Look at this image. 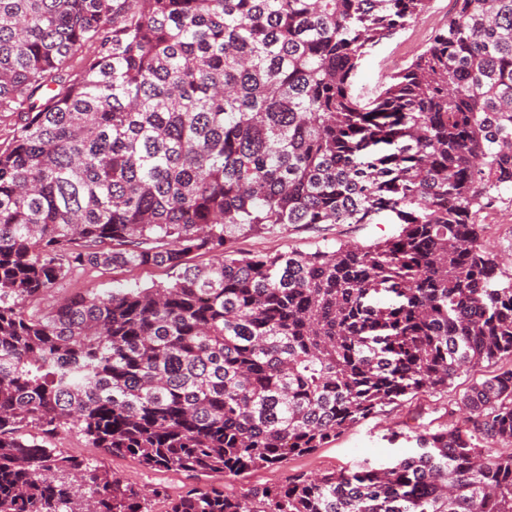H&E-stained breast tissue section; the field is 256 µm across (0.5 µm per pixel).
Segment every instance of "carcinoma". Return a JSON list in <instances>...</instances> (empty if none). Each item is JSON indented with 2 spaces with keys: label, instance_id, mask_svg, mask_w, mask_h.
Wrapping results in <instances>:
<instances>
[{
  "label": "carcinoma",
  "instance_id": "carcinoma-1",
  "mask_svg": "<svg viewBox=\"0 0 512 512\" xmlns=\"http://www.w3.org/2000/svg\"><path fill=\"white\" fill-rule=\"evenodd\" d=\"M455 5L365 102L364 49L429 0H0V512H512V370L379 470L170 499L48 447L237 477L512 357L478 223L512 190V0ZM382 212L373 245L231 247ZM142 267L176 274L30 308ZM175 273L164 267L141 268L133 271L121 269H93L63 281L32 306L46 311L56 302L74 294L102 293L117 288H147L152 284L167 282Z\"/></svg>",
  "mask_w": 512,
  "mask_h": 512
}]
</instances>
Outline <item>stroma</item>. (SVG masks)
<instances>
[{
  "instance_id": "obj_1",
  "label": "stroma",
  "mask_w": 512,
  "mask_h": 512,
  "mask_svg": "<svg viewBox=\"0 0 512 512\" xmlns=\"http://www.w3.org/2000/svg\"><path fill=\"white\" fill-rule=\"evenodd\" d=\"M455 11L454 0H431L428 10L404 28L366 47L354 81L358 93L370 96L388 81L391 74L406 67L428 44L436 29L445 25ZM486 224L484 241L488 249L505 261L512 262V195L502 194L492 209L483 212ZM399 225L391 213L377 216L372 224H321L315 227L280 226L273 232L236 241L235 246L246 252L298 250L312 252L347 240L370 244L398 234ZM174 273L164 267L93 269L63 281L45 296L37 299L35 308L50 309L63 298L82 293H102L117 288H147L172 280ZM512 369V358L503 357L462 373L447 391L407 396L379 408L376 413L351 428L336 440L313 452L292 454L282 464L258 469L237 478L220 475L193 478L184 473L148 469L130 457L105 456L89 448L86 440L74 432H59L50 445L65 455L97 462L113 474L138 487L159 488L165 495L152 503L153 512H165L167 500L194 487H224L236 492L249 486L284 485L294 475H320L340 469L368 466L375 469L392 466L407 455L411 444L405 434L412 422L438 426L447 423L448 408L456 406L462 394L473 383L482 381L494 371Z\"/></svg>"
}]
</instances>
